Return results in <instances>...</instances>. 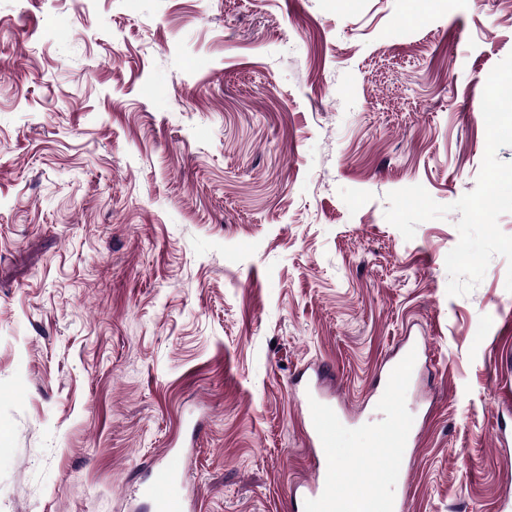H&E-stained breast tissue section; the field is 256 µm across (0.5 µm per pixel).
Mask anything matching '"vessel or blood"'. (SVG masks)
<instances>
[{
	"label": "vessel or blood",
	"instance_id": "b4317fda",
	"mask_svg": "<svg viewBox=\"0 0 512 512\" xmlns=\"http://www.w3.org/2000/svg\"><path fill=\"white\" fill-rule=\"evenodd\" d=\"M295 404L303 417L309 447L318 460L317 474L306 484L300 498L301 512H406L401 498H375L343 484L336 476V457L331 451L336 430L334 416L324 413L322 400L308 387L296 391ZM179 481L180 473L173 463L156 468L148 489L155 512H192V504L175 490Z\"/></svg>",
	"mask_w": 512,
	"mask_h": 512
}]
</instances>
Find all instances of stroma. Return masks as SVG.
<instances>
[{"instance_id": "stroma-1", "label": "stroma", "mask_w": 512, "mask_h": 512, "mask_svg": "<svg viewBox=\"0 0 512 512\" xmlns=\"http://www.w3.org/2000/svg\"><path fill=\"white\" fill-rule=\"evenodd\" d=\"M511 54L512 0H0V512H154L166 451L195 512H293L302 377L344 483L500 512L507 262L448 296L460 213L385 211L474 189Z\"/></svg>"}]
</instances>
